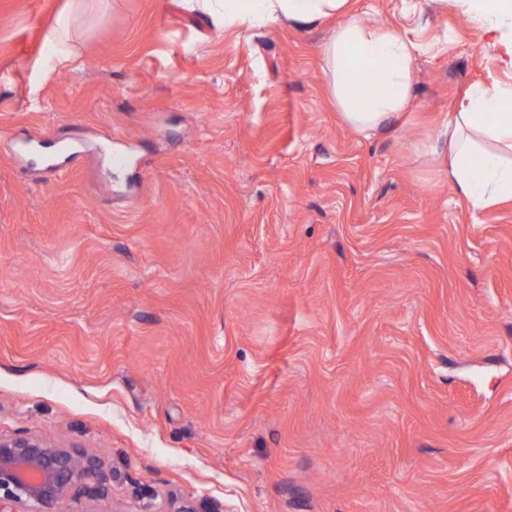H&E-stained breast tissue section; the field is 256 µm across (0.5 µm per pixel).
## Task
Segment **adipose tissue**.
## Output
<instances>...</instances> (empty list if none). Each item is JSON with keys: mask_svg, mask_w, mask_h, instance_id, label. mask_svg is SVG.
I'll list each match as a JSON object with an SVG mask.
<instances>
[{"mask_svg": "<svg viewBox=\"0 0 512 512\" xmlns=\"http://www.w3.org/2000/svg\"><path fill=\"white\" fill-rule=\"evenodd\" d=\"M348 0H224L230 25L282 20L312 23L343 12ZM470 17L512 51V0H465ZM419 45L397 30L354 16L325 43L321 66L343 119L360 133L385 128L404 111L414 79ZM385 63L380 90L368 102L355 93L364 74ZM448 183L472 212L512 202V87L472 89L448 117Z\"/></svg>", "mask_w": 512, "mask_h": 512, "instance_id": "ef3b65f1", "label": "adipose tissue"}]
</instances>
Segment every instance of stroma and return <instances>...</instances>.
<instances>
[{"mask_svg":"<svg viewBox=\"0 0 512 512\" xmlns=\"http://www.w3.org/2000/svg\"><path fill=\"white\" fill-rule=\"evenodd\" d=\"M350 6L424 48L370 137L321 69L337 19L0 0V433L110 477L57 512H512V205L439 162L512 66L462 0Z\"/></svg>","mask_w":512,"mask_h":512,"instance_id":"stroma-1","label":"stroma"}]
</instances>
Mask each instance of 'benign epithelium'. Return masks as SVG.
<instances>
[{"mask_svg":"<svg viewBox=\"0 0 512 512\" xmlns=\"http://www.w3.org/2000/svg\"><path fill=\"white\" fill-rule=\"evenodd\" d=\"M106 481L87 455L30 435L0 434V512H55L79 488L104 494Z\"/></svg>","mask_w":512,"mask_h":512,"instance_id":"benign-epithelium-1","label":"benign epithelium"}]
</instances>
